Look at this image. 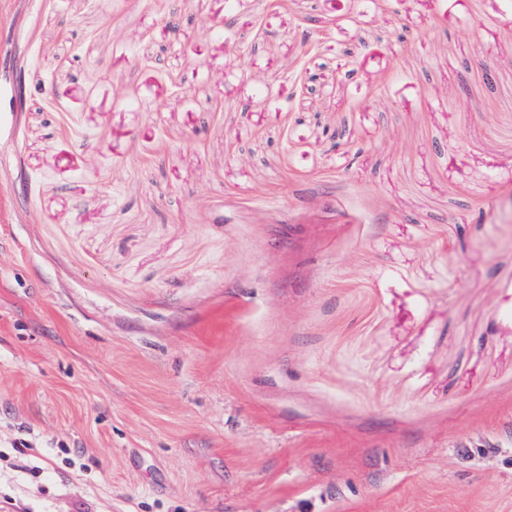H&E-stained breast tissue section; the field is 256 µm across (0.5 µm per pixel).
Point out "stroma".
Returning a JSON list of instances; mask_svg holds the SVG:
<instances>
[{"label":"stroma","mask_w":512,"mask_h":512,"mask_svg":"<svg viewBox=\"0 0 512 512\" xmlns=\"http://www.w3.org/2000/svg\"><path fill=\"white\" fill-rule=\"evenodd\" d=\"M0 512H512L503 0H0Z\"/></svg>","instance_id":"1"}]
</instances>
